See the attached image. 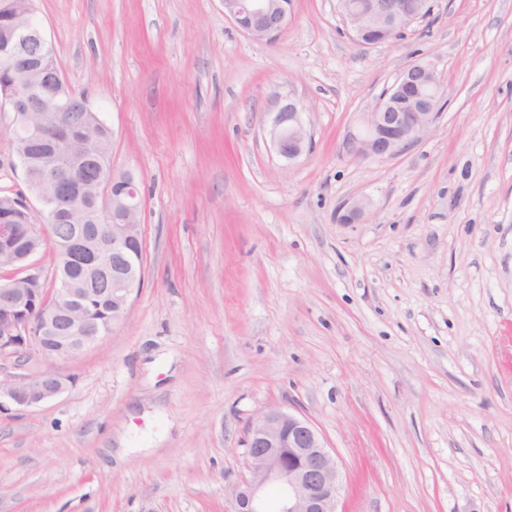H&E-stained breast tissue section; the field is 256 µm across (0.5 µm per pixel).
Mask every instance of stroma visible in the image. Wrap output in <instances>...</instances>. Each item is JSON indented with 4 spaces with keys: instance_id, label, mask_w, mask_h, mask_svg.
I'll list each match as a JSON object with an SVG mask.
<instances>
[{
    "instance_id": "stroma-1",
    "label": "stroma",
    "mask_w": 512,
    "mask_h": 512,
    "mask_svg": "<svg viewBox=\"0 0 512 512\" xmlns=\"http://www.w3.org/2000/svg\"><path fill=\"white\" fill-rule=\"evenodd\" d=\"M57 64L142 192L144 282L73 358L0 357V512H232L254 418H306L339 512H512V0H433L364 48L337 0L256 40L221 0H33ZM436 59L442 115L395 157L348 127ZM301 106L288 163L270 129ZM0 110V194H23ZM366 216L342 220L355 200ZM295 102H288L276 112L272 138L278 155L288 162L298 159L309 148L310 137L301 122ZM63 389V379L47 371L38 378L15 383L7 388L0 385V407L3 405L2 395L15 405L31 407L56 397Z\"/></svg>"
}]
</instances>
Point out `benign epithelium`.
Masks as SVG:
<instances>
[{
	"label": "benign epithelium",
	"mask_w": 512,
	"mask_h": 512,
	"mask_svg": "<svg viewBox=\"0 0 512 512\" xmlns=\"http://www.w3.org/2000/svg\"><path fill=\"white\" fill-rule=\"evenodd\" d=\"M224 14L254 39H272L288 25L292 0H221ZM343 22L353 41L375 46L401 35L404 29L432 12V0H371L354 11L348 0H338ZM32 7L0 34V74L28 77L39 61L27 50L39 44L41 55L51 46L41 26L31 23ZM444 96L438 68L432 61L409 65L384 90L366 112L359 113L343 140L346 153L355 159H387L398 155L436 122ZM14 113L42 112L44 116L24 127L32 138L54 147L42 164L45 191L25 200L24 207L36 223L0 224V270L9 271L0 289V357L21 356L30 347L64 344L56 357H75L99 339L93 308L99 293L112 295V322L125 315L133 292L140 288L143 270L136 248L142 246L140 225L130 220L141 211L140 191L134 175L125 172L87 181L86 158L75 157L68 129L72 113L89 112L86 97L57 77L47 83L28 81L21 89L3 95L0 106ZM272 138L278 155L288 162L309 148L310 137L300 110L290 101L276 113ZM89 187L105 204H112V223L86 228L76 224L60 246L52 245L57 269L80 267L101 278L83 285L69 284L52 290L43 287L42 270L31 258L50 237L49 228L70 213L81 187ZM39 207H34V204ZM64 389L52 371L38 378L0 387V396L31 407L46 402ZM249 476L232 491L234 512H268L264 491L275 485L280 495L275 512H336L341 488L335 457L307 419L279 409L261 413L246 441Z\"/></svg>",
	"instance_id": "7a95c632"
}]
</instances>
